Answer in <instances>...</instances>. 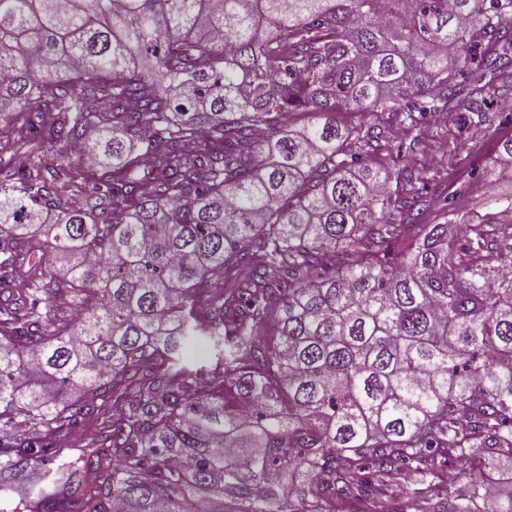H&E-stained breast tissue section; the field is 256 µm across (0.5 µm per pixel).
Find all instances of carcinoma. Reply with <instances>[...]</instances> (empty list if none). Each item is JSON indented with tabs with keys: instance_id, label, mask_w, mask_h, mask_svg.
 <instances>
[{
	"instance_id": "cac0c4a2",
	"label": "carcinoma",
	"mask_w": 512,
	"mask_h": 512,
	"mask_svg": "<svg viewBox=\"0 0 512 512\" xmlns=\"http://www.w3.org/2000/svg\"><path fill=\"white\" fill-rule=\"evenodd\" d=\"M483 67L512 82V0H0V117L51 128L0 165V512H336L476 439L432 512H512L506 233L383 221L420 173L363 161ZM114 400L112 393H108L96 401L97 407L93 416L85 421L77 432L66 438L68 448H87L92 440L100 438L107 425L116 417L113 415L115 414Z\"/></svg>"
}]
</instances>
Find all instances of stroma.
Wrapping results in <instances>:
<instances>
[{"instance_id":"1","label":"stroma","mask_w":512,"mask_h":512,"mask_svg":"<svg viewBox=\"0 0 512 512\" xmlns=\"http://www.w3.org/2000/svg\"><path fill=\"white\" fill-rule=\"evenodd\" d=\"M484 101L485 122L470 129H460L459 118L467 114L473 101ZM512 86L502 84L493 72L487 71L469 85L468 93L460 95L444 121L425 125L417 141H410L400 124L390 129L392 148L380 150L370 156L372 164L397 172L410 164L420 169L436 171L437 178L429 185V193L443 196L457 188H464V201L476 212L490 210L492 195L512 192V184H489L486 165L501 147L502 140L512 137ZM33 135L28 126L16 121L0 120V161L18 168L29 162V148ZM468 481L458 477L452 484L425 482L415 474H408L404 485L389 486L386 492L389 512H423L429 498L453 500L466 495Z\"/></svg>"}]
</instances>
